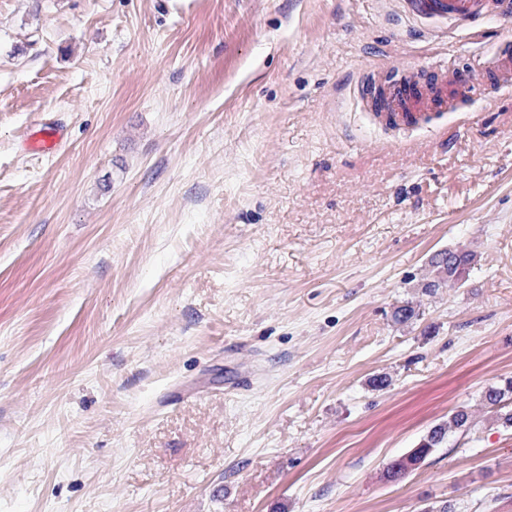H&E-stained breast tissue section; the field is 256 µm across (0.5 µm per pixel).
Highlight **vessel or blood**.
<instances>
[{
  "mask_svg": "<svg viewBox=\"0 0 512 512\" xmlns=\"http://www.w3.org/2000/svg\"><path fill=\"white\" fill-rule=\"evenodd\" d=\"M402 5L409 14L424 22L449 19L473 25L490 15L512 17V0H402ZM487 77L500 85L511 83L512 54L498 56L488 69ZM479 82V77L470 71L407 70L389 88L385 102L386 122L396 129L418 126L425 113L453 107ZM61 141L57 128L44 125L28 135L23 147L29 154L47 155L58 151Z\"/></svg>",
  "mask_w": 512,
  "mask_h": 512,
  "instance_id": "b4317fda",
  "label": "vessel or blood"
}]
</instances>
